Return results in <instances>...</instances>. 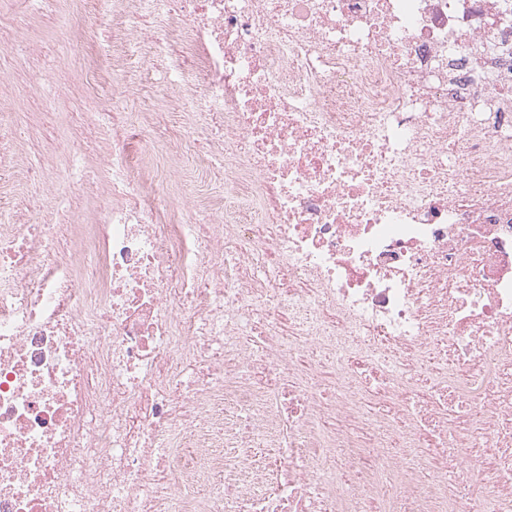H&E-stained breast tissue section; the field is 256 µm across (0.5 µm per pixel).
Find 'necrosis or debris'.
<instances>
[{"mask_svg": "<svg viewBox=\"0 0 512 512\" xmlns=\"http://www.w3.org/2000/svg\"><path fill=\"white\" fill-rule=\"evenodd\" d=\"M89 2L124 90L69 120L99 219L49 174L0 224V512H512V0ZM44 5L0 0L32 80ZM145 44L222 210L173 204ZM61 194H66L68 196L74 197L77 194H80V202L78 205H74V207L70 210V218L72 224H86L92 217L93 209L95 206V202L93 199L86 197L79 190V188L69 182L67 179L61 180L60 186L58 187Z\"/></svg>", "mask_w": 512, "mask_h": 512, "instance_id": "necrosis-or-debris-1", "label": "necrosis or debris"}]
</instances>
